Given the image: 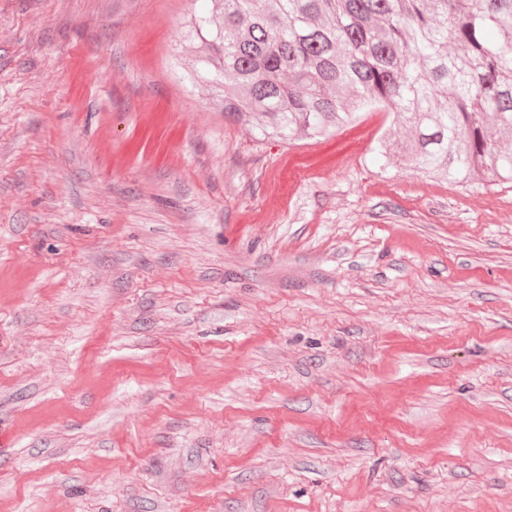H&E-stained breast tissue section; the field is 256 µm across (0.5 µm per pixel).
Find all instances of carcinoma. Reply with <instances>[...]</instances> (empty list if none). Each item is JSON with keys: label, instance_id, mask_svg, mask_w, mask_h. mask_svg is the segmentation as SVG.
<instances>
[{"label": "carcinoma", "instance_id": "cac0c4a2", "mask_svg": "<svg viewBox=\"0 0 512 512\" xmlns=\"http://www.w3.org/2000/svg\"><path fill=\"white\" fill-rule=\"evenodd\" d=\"M193 80L262 139H317L384 111L391 160L466 187L512 182V0H222L191 16Z\"/></svg>", "mask_w": 512, "mask_h": 512}]
</instances>
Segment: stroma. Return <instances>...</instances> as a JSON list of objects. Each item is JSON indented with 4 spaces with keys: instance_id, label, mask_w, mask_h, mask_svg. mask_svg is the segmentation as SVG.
I'll return each instance as SVG.
<instances>
[{
    "instance_id": "35a3bbf8",
    "label": "stroma",
    "mask_w": 512,
    "mask_h": 512,
    "mask_svg": "<svg viewBox=\"0 0 512 512\" xmlns=\"http://www.w3.org/2000/svg\"><path fill=\"white\" fill-rule=\"evenodd\" d=\"M207 0H0V512H512V184L254 138Z\"/></svg>"
}]
</instances>
